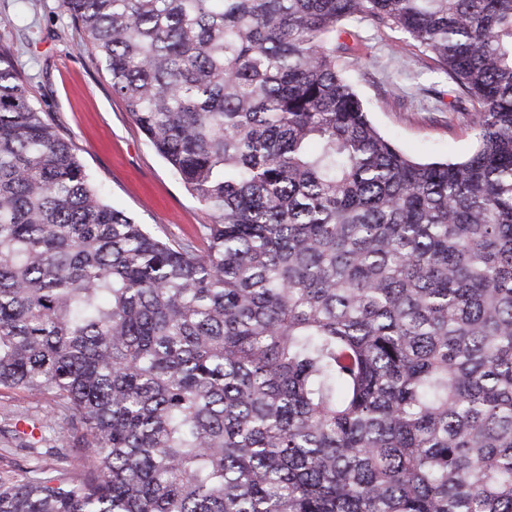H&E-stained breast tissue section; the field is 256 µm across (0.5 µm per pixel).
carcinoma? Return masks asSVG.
Wrapping results in <instances>:
<instances>
[{"label": "carcinoma", "mask_w": 512, "mask_h": 512, "mask_svg": "<svg viewBox=\"0 0 512 512\" xmlns=\"http://www.w3.org/2000/svg\"><path fill=\"white\" fill-rule=\"evenodd\" d=\"M209 212L106 203L0 47V512H512V0H62ZM397 28L469 117L420 163L350 79ZM20 414H22L21 417L28 419L27 423L30 425L35 422L38 426L45 424L52 426L54 429V432L51 431L52 437L59 435L58 433L62 431L61 419L50 411L49 403L44 398L0 390V425L4 424L5 419L8 423L14 422L9 419H16Z\"/></svg>", "instance_id": "obj_1"}]
</instances>
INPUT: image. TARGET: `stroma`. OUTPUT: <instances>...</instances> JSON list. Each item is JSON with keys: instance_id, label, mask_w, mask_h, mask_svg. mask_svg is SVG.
Here are the masks:
<instances>
[{"instance_id": "obj_1", "label": "stroma", "mask_w": 512, "mask_h": 512, "mask_svg": "<svg viewBox=\"0 0 512 512\" xmlns=\"http://www.w3.org/2000/svg\"><path fill=\"white\" fill-rule=\"evenodd\" d=\"M352 83L376 127L413 159L460 160L474 145L467 118L448 114V79L398 29L361 27ZM9 46L35 107L69 138L107 203L166 237L199 240L208 211L149 144L114 94L61 0H0ZM25 417L61 431L39 396L0 390V424Z\"/></svg>"}]
</instances>
